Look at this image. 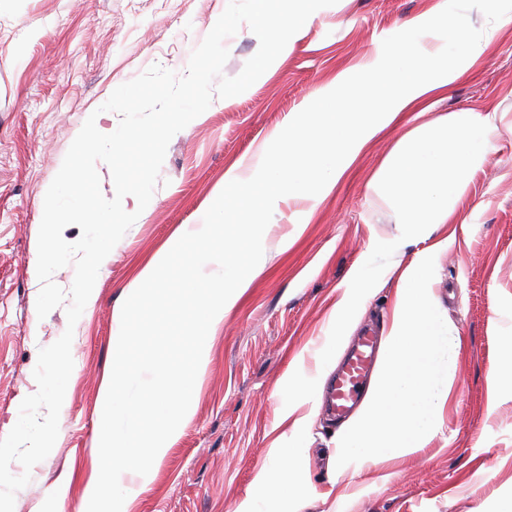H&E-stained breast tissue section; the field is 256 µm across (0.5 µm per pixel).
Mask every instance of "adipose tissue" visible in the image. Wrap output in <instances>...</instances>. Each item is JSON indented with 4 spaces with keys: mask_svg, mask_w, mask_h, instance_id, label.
<instances>
[{
    "mask_svg": "<svg viewBox=\"0 0 512 512\" xmlns=\"http://www.w3.org/2000/svg\"><path fill=\"white\" fill-rule=\"evenodd\" d=\"M511 24L512 13H502L476 35L448 0H436L425 15L381 36L368 64L339 71L318 88L311 103L272 130L249 161L225 170L224 183L208 209L213 228L224 224V197L229 193L255 208L254 220L235 225L217 254L194 249L197 232L181 226L124 290L126 299L144 296L175 258L188 269L211 266L206 287L177 281L174 330L165 337L166 358L186 352L193 365L175 370L172 385L150 391L141 387L134 368L106 370L92 444L95 465L84 481L77 512H134L151 488L155 462L171 449L193 413L196 371L209 362L225 317L253 282L292 248L356 160L399 115L414 113L419 123L395 141L370 188L387 202L402 236L376 242L375 250L400 254L407 240L429 237L438 225L453 220L473 175L494 147L497 115L467 109L433 119L429 113L450 84L485 60L499 28ZM291 201L300 204L295 232L267 249L275 216ZM149 329L126 300L115 306L114 349L128 352ZM342 344V337H330L316 355L314 372L295 368L284 378L281 418L292 421L294 430L308 427L310 418L300 409L322 391ZM307 454V449L284 442L273 446L232 512H295L305 493L295 471Z\"/></svg>",
    "mask_w": 512,
    "mask_h": 512,
    "instance_id": "ef3b65f1",
    "label": "adipose tissue"
}]
</instances>
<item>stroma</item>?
<instances>
[{
  "instance_id": "stroma-1",
  "label": "stroma",
  "mask_w": 512,
  "mask_h": 512,
  "mask_svg": "<svg viewBox=\"0 0 512 512\" xmlns=\"http://www.w3.org/2000/svg\"><path fill=\"white\" fill-rule=\"evenodd\" d=\"M228 0H8L0 6V438L36 392L39 348L68 328L65 307L38 318L41 283L31 267L46 189L80 132L121 84L152 65L184 74L190 56ZM432 0H338L276 67L232 104L209 108L170 141L145 209L98 272L97 299L78 320L59 434L50 454L15 496L14 512H45L57 478L72 473L78 501L91 467L99 391L112 365L138 367L155 384L158 345L127 355L112 348V309L123 288L182 225L205 230V209L224 171L256 147L336 73L368 62L377 36L429 11ZM22 44L19 63L9 53ZM497 112L495 144L475 173L454 222L409 245L403 258L375 254L373 241L399 235L368 183L395 141L397 126L352 166L299 240L254 282L224 320L201 376L195 414L157 468L135 512H229L249 491L283 428L279 381L292 363L314 371V352L335 334L330 313L357 265L369 261L380 286L344 330L351 351L367 325L390 321L398 284L390 269L432 246L435 305L460 341L456 382L440 428L416 455L333 471L341 420L320 409L302 442L312 497L301 512H512V26L487 58L449 87L433 109Z\"/></svg>"
}]
</instances>
